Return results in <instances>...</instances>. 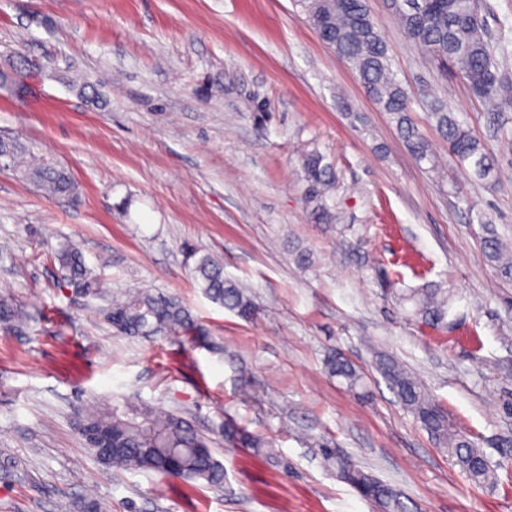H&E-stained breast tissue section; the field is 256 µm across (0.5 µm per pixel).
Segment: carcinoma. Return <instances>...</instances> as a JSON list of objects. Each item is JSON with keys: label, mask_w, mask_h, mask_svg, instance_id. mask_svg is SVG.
<instances>
[{"label": "carcinoma", "mask_w": 512, "mask_h": 512, "mask_svg": "<svg viewBox=\"0 0 512 512\" xmlns=\"http://www.w3.org/2000/svg\"><path fill=\"white\" fill-rule=\"evenodd\" d=\"M301 5L320 39L357 74L367 96L395 123L415 159L436 167L427 141L409 117L411 96L391 68L385 36L365 0H301ZM482 10V0H403L395 7L405 35L438 68L457 67V75L476 97L496 111H510L512 81L499 72L498 47L488 36ZM28 77L30 64L22 58L13 66L15 95L28 93ZM429 118L448 142L452 158L469 166L480 180L491 174L495 167L492 152L446 103L431 102ZM0 149L4 157L23 169L26 178L49 195L76 194L75 182L67 170L49 161L26 162L25 148L15 142ZM303 168L311 194H325L333 187L334 175L319 153L306 154ZM483 250L502 277L512 278V252L500 238H485ZM54 258L64 271L67 285L87 296H104L103 282L85 265L77 248L63 245L54 251ZM193 273L208 299L242 318L254 314L250 294L241 283L224 277L219 259L210 254L200 256ZM453 297L451 289L443 292L427 287L402 292L398 300L411 304L413 317L437 325L448 315ZM100 316L124 336L146 338L167 330L194 341L203 334L198 319L178 297L145 288L112 300L100 309ZM1 323L21 330L26 317L9 300L0 298ZM326 368L346 390L360 396L367 394L365 373L342 354L330 356ZM378 368L402 407L419 421L460 471L475 484L491 482L494 472L485 464L483 453L467 434L450 426L447 414L421 379L390 357L379 359ZM74 415L89 449L117 471L147 469L166 479L187 483L203 480L214 487L224 482V467L214 458L211 440L175 413L115 399L103 405L79 406ZM224 440L272 455L268 442L230 422L224 423ZM319 448L325 465L361 497L374 503L379 512H406L397 490L333 454L328 443H321Z\"/></svg>", "instance_id": "obj_1"}]
</instances>
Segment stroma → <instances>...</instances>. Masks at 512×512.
<instances>
[{
	"label": "stroma",
	"instance_id": "stroma-1",
	"mask_svg": "<svg viewBox=\"0 0 512 512\" xmlns=\"http://www.w3.org/2000/svg\"><path fill=\"white\" fill-rule=\"evenodd\" d=\"M484 4L512 76V0ZM367 5L438 171L418 164L298 0H0V61L17 50L42 67L35 93L0 89V136L77 184L52 199L0 163V297L28 316L22 331L0 327V512H73L88 496L105 512H376L324 465L321 441L399 490L407 512H512V278L482 249L490 232L512 240V110L487 111L443 77L390 0ZM76 74L95 98L70 89ZM424 89L490 147L494 185L449 156ZM313 150L335 170L322 201L302 168ZM323 204L336 223L318 220ZM68 243L111 295L180 296L210 346L115 335L101 299L64 284L51 253ZM193 250L252 288V318L202 294ZM428 283L455 291L437 327L394 298ZM337 352L366 373L369 398L328 375ZM380 353L418 375L496 465L495 483L468 481L403 409ZM116 396L211 438L223 486L101 464L72 413ZM227 420L276 456L226 444Z\"/></svg>",
	"mask_w": 512,
	"mask_h": 512
}]
</instances>
